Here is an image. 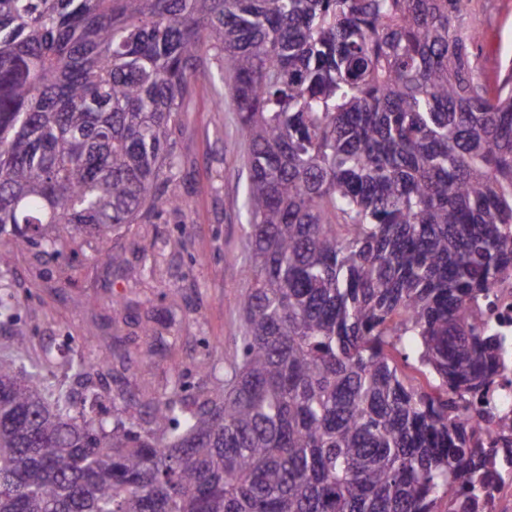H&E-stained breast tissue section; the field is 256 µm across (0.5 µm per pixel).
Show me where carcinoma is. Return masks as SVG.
<instances>
[{
  "mask_svg": "<svg viewBox=\"0 0 512 512\" xmlns=\"http://www.w3.org/2000/svg\"><path fill=\"white\" fill-rule=\"evenodd\" d=\"M473 0H0V262L191 201L180 112L222 59L247 143L242 353L148 421L0 355V512H476L463 420L512 265V84Z\"/></svg>",
  "mask_w": 512,
  "mask_h": 512,
  "instance_id": "obj_1",
  "label": "carcinoma"
}]
</instances>
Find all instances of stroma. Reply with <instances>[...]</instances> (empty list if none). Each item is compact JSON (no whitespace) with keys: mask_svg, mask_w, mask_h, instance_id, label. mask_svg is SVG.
<instances>
[{"mask_svg":"<svg viewBox=\"0 0 512 512\" xmlns=\"http://www.w3.org/2000/svg\"><path fill=\"white\" fill-rule=\"evenodd\" d=\"M480 53L482 79L496 84L500 68L512 64V0H493ZM228 74L213 62L180 114L181 173L170 190L191 200L189 211L125 225L104 243L91 235L67 240L58 256L23 239L15 242L9 265L0 269V291L14 296L18 307L15 320L0 325V345L13 346L17 334H24L25 354L32 358L43 345H53L56 366L37 376L45 386L62 385L80 397L81 386L66 374L68 362L109 353L112 370L97 382L106 394L104 407L144 421L147 400L164 395L173 376L193 393L207 381L198 369L201 359L222 365L239 354L246 146L232 102L223 111L213 109L227 91ZM104 244L122 257V266L98 260ZM147 258L159 270L145 280L139 270ZM121 299L129 307H118ZM174 334L179 341L172 348L168 338ZM145 351L152 354L149 373L122 360Z\"/></svg>","mask_w":512,"mask_h":512,"instance_id":"35a3bbf8","label":"stroma"}]
</instances>
